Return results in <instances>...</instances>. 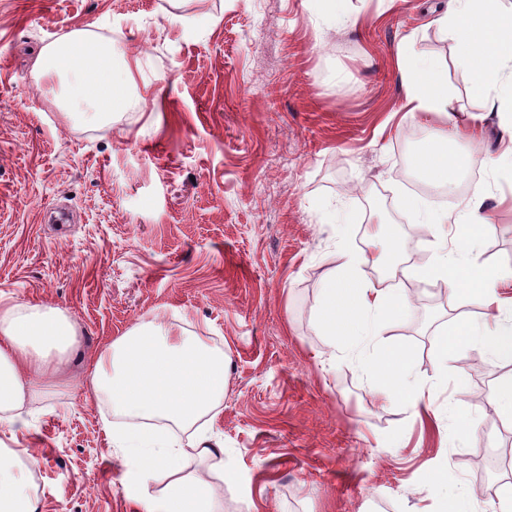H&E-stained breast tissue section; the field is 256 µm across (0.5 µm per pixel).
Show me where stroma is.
Masks as SVG:
<instances>
[{
    "mask_svg": "<svg viewBox=\"0 0 512 512\" xmlns=\"http://www.w3.org/2000/svg\"><path fill=\"white\" fill-rule=\"evenodd\" d=\"M448 0H0V308L42 302L77 326L58 384L26 401L0 445L34 455L41 512H133L93 392L98 353L154 317L228 356L221 412L207 434L224 450L211 475L196 427L161 425L188 476H210L223 512H441L427 474L449 457V488L480 505L512 483V420L494 400L501 361L480 349L437 370L438 334L478 307L436 281L407 280L432 229L411 224L400 169L408 117L395 47L448 66L459 105L481 112L436 19ZM85 29L112 40L129 73L111 121L63 111L54 79L35 82L48 44ZM504 227L477 249L512 272V180L477 165L438 194L457 210L477 189ZM393 222L397 263L366 279L411 299L373 355L401 344L438 411L423 422L381 398L345 339L316 325L326 274L363 252L377 215Z\"/></svg>",
    "mask_w": 512,
    "mask_h": 512,
    "instance_id": "35a3bbf8",
    "label": "stroma"
}]
</instances>
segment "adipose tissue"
Returning <instances> with one entry per match:
<instances>
[{"label":"adipose tissue","mask_w":512,"mask_h":512,"mask_svg":"<svg viewBox=\"0 0 512 512\" xmlns=\"http://www.w3.org/2000/svg\"><path fill=\"white\" fill-rule=\"evenodd\" d=\"M453 2L438 24L454 42L457 63L468 74L472 95L483 100L484 112L459 109L442 65L413 52L412 37L403 38L396 50L411 114L434 115L441 121L413 160L417 171L438 185L450 184L459 169L473 164L493 171L512 164V7L503 0ZM113 57L111 40L76 30L46 46L33 70L37 77L58 79L66 111L100 121L111 115L115 102L127 92L126 83L113 74ZM492 120L500 134L498 153L461 155L453 150L452 136L477 141ZM485 198V190H478L451 214L408 200L417 223L438 226L439 231L427 261L409 267L405 274L443 281L484 310L482 322L463 317L446 332L441 341L444 355L457 359L479 347L512 363V300L497 294L504 277L480 261L471 247L501 230L486 215ZM447 223L460 227L456 242H448L442 230ZM371 240L370 252L345 253L342 264L327 274L317 325L328 345H335L340 336L353 342L360 365L380 395L399 396L413 409L431 411V404L423 403L420 389L411 382L413 358L407 351L393 344L381 358L369 353L383 322L406 304L400 290L378 287L362 275L363 266L388 265L394 245L389 222H379ZM76 337L74 323L59 308L24 303L0 311V421L15 423V412L25 400L57 382L55 357L67 353ZM226 363L224 351L155 319L115 337L95 359L91 367L95 391L109 398L116 414L142 423L141 429L113 438L127 468L124 485L139 512H222L208 479L183 475L179 451L149 424L163 420L189 427L214 414L224 400ZM36 463L32 456L27 465H19L13 450L0 448V512H40L30 478ZM159 471L169 481L155 495L149 485Z\"/></svg>","instance_id":"ef3b65f1"}]
</instances>
